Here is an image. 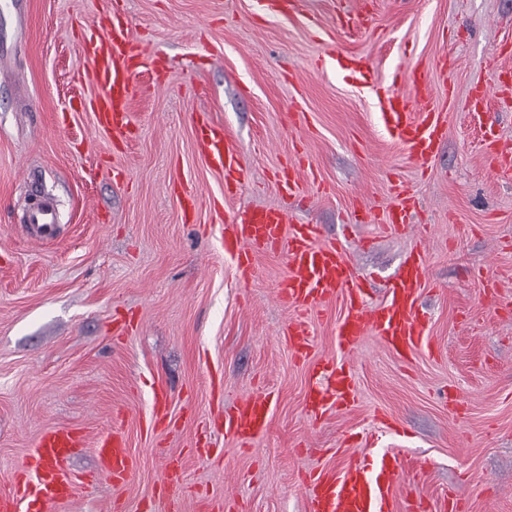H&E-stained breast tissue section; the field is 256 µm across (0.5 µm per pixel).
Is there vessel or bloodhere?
I'll list each match as a JSON object with an SVG mask.
<instances>
[{
	"instance_id": "vessel-or-blood-1",
	"label": "vessel or blood",
	"mask_w": 512,
	"mask_h": 512,
	"mask_svg": "<svg viewBox=\"0 0 512 512\" xmlns=\"http://www.w3.org/2000/svg\"><path fill=\"white\" fill-rule=\"evenodd\" d=\"M257 11L272 16H300L313 20L308 0H255ZM86 69L96 92L89 101L100 133L113 143L131 140L135 126L131 120V100L135 82L144 65L139 44L129 33L120 10L111 17L92 22L78 39ZM335 69L345 71L375 101L378 118L391 139L421 163L434 160L445 140L446 127L434 107L431 67L412 66L405 78L410 90L382 91L371 78L367 58L354 52L332 58ZM199 155L224 179L225 195H235L246 180V167L240 144L214 122L207 113L193 119ZM308 181L303 161L282 166L276 184L283 195H298ZM57 222L56 205L43 199L27 220L30 230L50 237ZM220 237L225 255L231 257L242 280L254 275L256 257L283 251L287 273L277 297L297 312L288 324V342L296 357L309 355L312 348L306 313H321L325 300L336 297L341 314L336 320V344L341 352L358 350L368 335L379 337L398 357L409 360L428 348V322L420 310V298L427 285L429 258L422 248L411 251L385 288V298L369 302L368 281L358 274L335 245L321 243L316 224H288L287 215L275 209L242 210L221 225ZM323 385L312 388L307 408L322 414L329 407L350 404L355 385L348 365L326 360L322 366ZM274 400L268 395H246L224 415V436L240 446L264 433L272 419ZM78 429L57 427L44 431L10 492L0 493V512H45L48 505L70 501L81 474L68 467L80 450ZM95 452L102 468L112 477L129 479L136 461L118 428L101 435ZM428 461L415 460L390 449L369 456L349 457L340 467L320 471L304 486L307 512H415L413 498L402 495L410 474H422Z\"/></svg>"
}]
</instances>
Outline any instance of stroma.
<instances>
[{
	"mask_svg": "<svg viewBox=\"0 0 512 512\" xmlns=\"http://www.w3.org/2000/svg\"><path fill=\"white\" fill-rule=\"evenodd\" d=\"M24 2L23 17L0 10V44L15 47L0 55V493L43 431L70 426L84 438L70 468L87 480L47 512H114L118 500L126 512H201L208 494L224 512H306L310 472L388 445L429 460L408 481L427 512L450 497L458 512H512V184L483 152L489 132L512 148V97L490 90L478 118L467 107L471 88L490 81L489 61L512 67V0H312L317 26L255 21L254 0H124L145 57L167 65L140 74L154 89L135 94L139 135L120 151L77 106L94 93L77 30L113 0ZM338 50L366 55L373 79L401 92L411 66L453 59L451 76L433 75L446 124L433 163L395 144L373 101L322 68ZM197 112L243 148L247 179L233 199L198 155ZM297 155L317 187L285 199L274 173ZM34 183L58 208L42 242L23 221ZM397 184L413 195L403 232L384 225ZM186 188L199 196L191 220ZM271 206L320 225L327 242L351 225L345 255L373 302L423 245L430 351L405 362L369 336L345 358L331 300L312 322L309 357L297 358L282 335L293 312L276 300L284 257H258L243 283L217 232L235 210ZM362 208L373 223H356ZM121 315L134 326L117 336ZM330 358L350 361L357 401L314 421L306 395ZM160 386L169 426L150 422ZM264 392L276 400L268 430L247 448L225 439V411ZM114 426L136 460L120 483L94 454ZM171 459L181 479L165 490Z\"/></svg>",
	"mask_w": 512,
	"mask_h": 512,
	"instance_id": "stroma-1",
	"label": "stroma"
}]
</instances>
